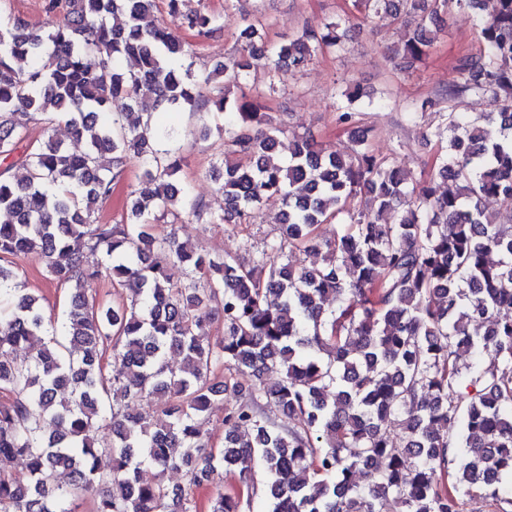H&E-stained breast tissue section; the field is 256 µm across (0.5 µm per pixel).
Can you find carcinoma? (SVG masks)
I'll use <instances>...</instances> for the list:
<instances>
[{"label": "carcinoma", "instance_id": "1", "mask_svg": "<svg viewBox=\"0 0 512 512\" xmlns=\"http://www.w3.org/2000/svg\"><path fill=\"white\" fill-rule=\"evenodd\" d=\"M157 2L66 0L63 10L46 0L60 16L51 28L0 24V213L9 215L0 221V457L20 472L0 473V512H72L87 493L95 512H195L185 489L140 480L144 466L215 485L209 512H241L223 479L248 488L257 469L266 512H464L466 496L498 500L512 475V226L483 202L512 203V0L489 10L486 0H354L371 18L403 21L393 57L406 69L429 56L441 14L486 11L459 82L420 105L440 114L433 135L445 150L415 183L363 134L346 154L301 136L288 161L275 158L281 129L248 92V75L281 79L319 51H342L341 22L271 45L256 18L224 64L196 74L180 62L193 49L177 30L203 41L218 19L167 0L170 25L145 23ZM20 57L26 72L14 67ZM466 92L499 110L449 111ZM118 101L125 111H112ZM367 103L382 101L345 90L339 121L352 124ZM179 109L221 113L227 133L226 160L211 168L224 210L193 201L196 221L237 227L265 199L283 201L279 234L246 262L156 233L187 194L180 160L161 155L141 121ZM59 123L85 146L55 140ZM33 127L42 139L19 150ZM133 160L142 175L129 221L103 224L98 205ZM385 212L395 223L381 222ZM333 223L342 233L319 240L316 226ZM298 251L323 258L300 264ZM28 256L70 287L55 321L17 288L16 261ZM172 266L185 283L172 282ZM105 278L130 302H98L87 286ZM214 306L224 336L213 343ZM20 348L31 356L9 358ZM462 350L475 354L464 367ZM218 364L242 380L218 379ZM271 365L280 378L268 383ZM157 393L172 400L162 422L128 412L129 400ZM217 400L224 448L207 450L201 421ZM395 421L398 441L385 431ZM62 469L67 484L52 483Z\"/></svg>", "mask_w": 512, "mask_h": 512}]
</instances>
